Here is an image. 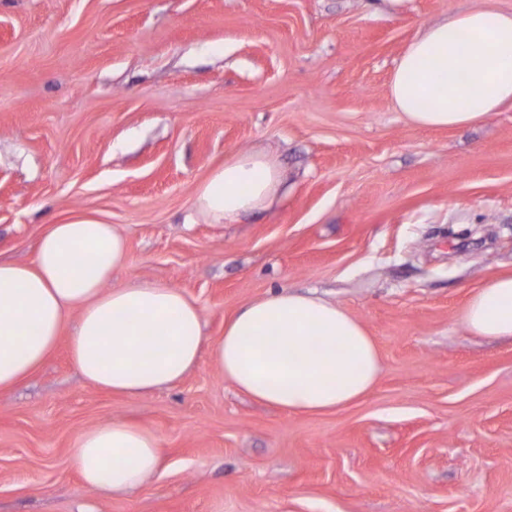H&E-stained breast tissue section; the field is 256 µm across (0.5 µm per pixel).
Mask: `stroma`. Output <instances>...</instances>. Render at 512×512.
<instances>
[{
    "mask_svg": "<svg viewBox=\"0 0 512 512\" xmlns=\"http://www.w3.org/2000/svg\"><path fill=\"white\" fill-rule=\"evenodd\" d=\"M512 0H0V261L76 217L113 225L137 278L196 301L208 337L272 291L336 302L381 376L321 414L255 403L210 352L129 398L58 346L0 392V512H512V339L460 312L512 269V105L408 124L393 66L425 24ZM250 151L272 207L216 224L200 184ZM153 430L158 474L91 496L68 450L108 420Z\"/></svg>",
    "mask_w": 512,
    "mask_h": 512,
    "instance_id": "1",
    "label": "stroma"
}]
</instances>
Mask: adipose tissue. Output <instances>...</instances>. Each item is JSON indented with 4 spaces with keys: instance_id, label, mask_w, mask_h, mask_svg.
<instances>
[{
    "instance_id": "obj_1",
    "label": "adipose tissue",
    "mask_w": 512,
    "mask_h": 512,
    "mask_svg": "<svg viewBox=\"0 0 512 512\" xmlns=\"http://www.w3.org/2000/svg\"><path fill=\"white\" fill-rule=\"evenodd\" d=\"M389 88L411 124L480 123L512 103V12L471 8L423 26ZM281 183L272 160L242 153L209 175L194 204L220 224L270 206ZM127 261L112 225L76 218L50 226L33 263L0 262V391L22 384L62 341L88 383L128 397L181 381L206 350L240 393L295 414L349 405L378 381L372 337L332 301L272 292L225 319L212 341L197 303L180 290L138 281L111 287ZM460 321L477 336L512 337V272L485 281ZM69 454L87 492L120 496L157 473L164 450L153 430L111 421L78 433Z\"/></svg>"
}]
</instances>
